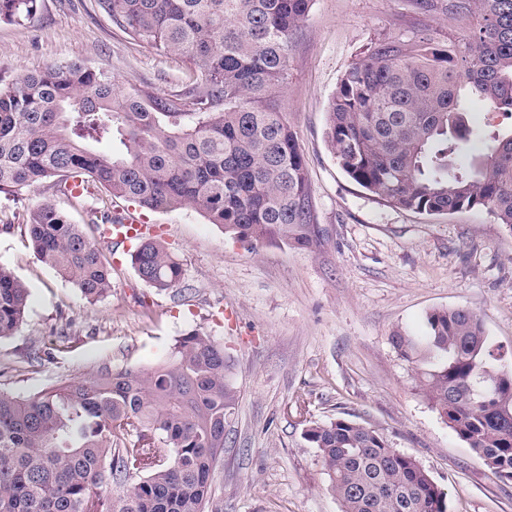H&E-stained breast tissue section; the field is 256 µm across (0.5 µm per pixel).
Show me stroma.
Segmentation results:
<instances>
[{
	"label": "stroma",
	"instance_id": "1",
	"mask_svg": "<svg viewBox=\"0 0 512 512\" xmlns=\"http://www.w3.org/2000/svg\"><path fill=\"white\" fill-rule=\"evenodd\" d=\"M448 16V0H314L292 45L287 112L307 162L320 241L255 249L191 209L144 211L179 259L178 287L137 276L130 251L106 244L112 291L91 304L41 263L23 237L26 213L51 197L40 185L0 194V266L28 289L24 322L0 339V389L29 396L104 368H150L191 331L223 343L240 392L225 431L211 498L222 512H340L326 489L306 421L350 417L411 455L447 494V512H512L502 481L414 388L390 343L420 332L427 312L465 307L492 345L512 351V230L486 212L427 214L387 205L351 181L326 140L329 101L352 62L381 38L428 36L439 45L477 26ZM106 68L124 90L168 94L184 62L134 41L96 0H38L25 24L0 22V84L50 63ZM53 197V196H52ZM11 232H2V225ZM51 351L32 367V350Z\"/></svg>",
	"mask_w": 512,
	"mask_h": 512
}]
</instances>
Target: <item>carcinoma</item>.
<instances>
[{"label": "carcinoma", "instance_id": "1", "mask_svg": "<svg viewBox=\"0 0 512 512\" xmlns=\"http://www.w3.org/2000/svg\"><path fill=\"white\" fill-rule=\"evenodd\" d=\"M313 0H97L132 39L182 59L189 83L167 95L124 92L80 61L50 63L0 85V193L51 180L88 187L149 211L188 208L254 248L310 249L320 239L308 170L287 113L272 105L288 83L294 39ZM37 0H0V22L23 24ZM478 30L438 46L426 36L382 38L344 74L325 130L353 182L395 208L428 214L480 210L512 230V129L485 134L459 166L472 133L468 104L512 116V0H448ZM120 136L124 152L97 148ZM46 199L26 239L41 262L96 303L112 290L98 236ZM158 290L182 279L179 259L148 237L131 253ZM28 289L0 267V338L14 335ZM393 348L416 390L495 474H512V372L495 362L479 316L442 308L425 332L396 331ZM224 346L198 332L155 367L105 369L27 398L0 390V512H215L211 483L238 391ZM328 490L341 512H447V493L377 429L339 417L309 421Z\"/></svg>", "mask_w": 512, "mask_h": 512}]
</instances>
